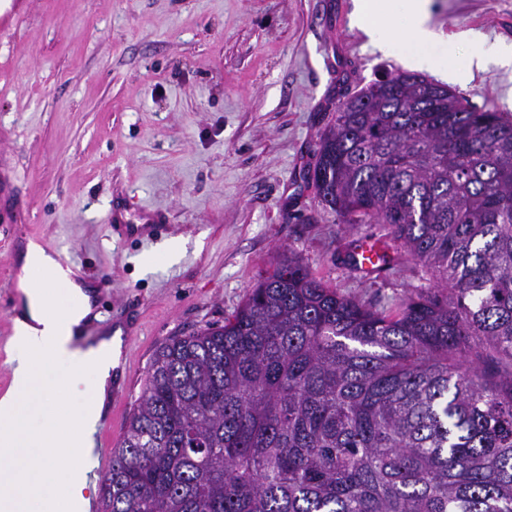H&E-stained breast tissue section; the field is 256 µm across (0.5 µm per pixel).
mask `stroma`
Here are the masks:
<instances>
[{"mask_svg":"<svg viewBox=\"0 0 512 512\" xmlns=\"http://www.w3.org/2000/svg\"><path fill=\"white\" fill-rule=\"evenodd\" d=\"M355 0H0V394L12 382L7 288L25 235L80 276L109 281L100 330L129 338L131 402H105L115 448L149 364L169 339L223 322L260 273L298 253L343 295L377 308L433 282L401 256L366 275L347 262L381 224H347L305 174L339 99L385 72L449 85L512 118V68L471 66L512 47V0H432L435 41L413 43L395 14L387 50L353 19ZM25 213L16 223L15 208ZM157 209L154 242L112 238L113 208ZM182 252L169 262L167 241Z\"/></svg>","mask_w":512,"mask_h":512,"instance_id":"obj_1","label":"stroma"}]
</instances>
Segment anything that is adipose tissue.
<instances>
[{"label":"adipose tissue","mask_w":512,"mask_h":512,"mask_svg":"<svg viewBox=\"0 0 512 512\" xmlns=\"http://www.w3.org/2000/svg\"><path fill=\"white\" fill-rule=\"evenodd\" d=\"M56 283L67 288L60 307L46 294ZM19 287L24 306L15 321L12 385L0 395V512H87V457L112 373V347H72L92 311L90 297L72 270L37 243L26 248ZM57 364L67 369L58 384L48 376ZM89 385L94 400L68 409L67 398ZM31 402L47 407L43 424L30 420Z\"/></svg>","instance_id":"obj_1"}]
</instances>
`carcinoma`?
Wrapping results in <instances>:
<instances>
[{"label":"carcinoma","instance_id":"carcinoma-1","mask_svg":"<svg viewBox=\"0 0 512 512\" xmlns=\"http://www.w3.org/2000/svg\"><path fill=\"white\" fill-rule=\"evenodd\" d=\"M430 85L347 94L307 178L434 291L368 308L288 254L156 351L102 512H512V120Z\"/></svg>","mask_w":512,"mask_h":512}]
</instances>
